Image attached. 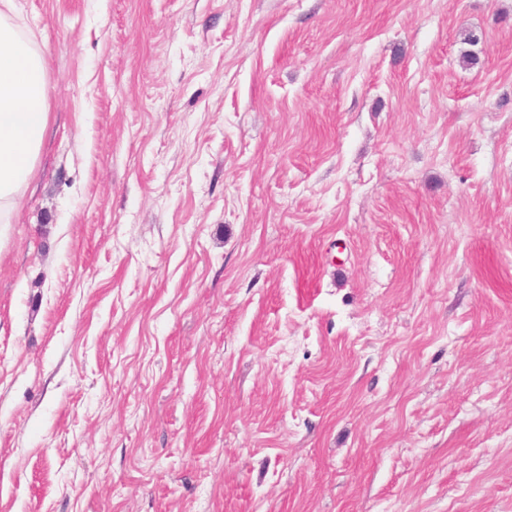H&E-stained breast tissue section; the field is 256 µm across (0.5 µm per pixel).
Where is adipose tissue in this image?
Returning a JSON list of instances; mask_svg holds the SVG:
<instances>
[{
	"label": "adipose tissue",
	"instance_id": "obj_1",
	"mask_svg": "<svg viewBox=\"0 0 512 512\" xmlns=\"http://www.w3.org/2000/svg\"><path fill=\"white\" fill-rule=\"evenodd\" d=\"M15 0H0V223H10L34 173L49 124L47 63L15 22Z\"/></svg>",
	"mask_w": 512,
	"mask_h": 512
}]
</instances>
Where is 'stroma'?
<instances>
[{
    "instance_id": "stroma-1",
    "label": "stroma",
    "mask_w": 512,
    "mask_h": 512,
    "mask_svg": "<svg viewBox=\"0 0 512 512\" xmlns=\"http://www.w3.org/2000/svg\"><path fill=\"white\" fill-rule=\"evenodd\" d=\"M17 3L0 512H512V0ZM15 0L0 1V223H11L32 179L49 124L45 55L14 21Z\"/></svg>"
}]
</instances>
